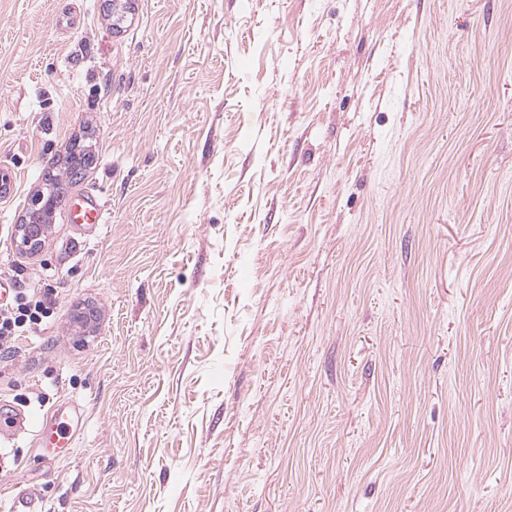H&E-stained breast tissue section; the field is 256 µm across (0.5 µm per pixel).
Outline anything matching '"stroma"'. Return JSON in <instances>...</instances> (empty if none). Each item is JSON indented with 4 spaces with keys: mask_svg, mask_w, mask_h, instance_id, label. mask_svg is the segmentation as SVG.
I'll list each match as a JSON object with an SVG mask.
<instances>
[{
    "mask_svg": "<svg viewBox=\"0 0 512 512\" xmlns=\"http://www.w3.org/2000/svg\"><path fill=\"white\" fill-rule=\"evenodd\" d=\"M122 4L0 0V512H512V0ZM54 208V200L44 194H38L33 202V208L25 216L23 224L18 225L17 246L24 252H37L42 246L46 218H49ZM67 221L70 224H103L105 212L94 198H78L72 205L69 202ZM35 286H31L29 293L20 295L14 305H0V350H7L8 353L14 349V342L31 327L32 324L41 323L43 318L48 317L49 308L44 302L35 299L38 291ZM26 329L19 330L20 328ZM62 404L53 405L43 415L27 419L23 413L16 418L21 427L29 425L39 437L41 443H46L52 448H74V435L71 433L70 425L62 411Z\"/></svg>",
    "mask_w": 512,
    "mask_h": 512,
    "instance_id": "obj_1",
    "label": "stroma"
}]
</instances>
